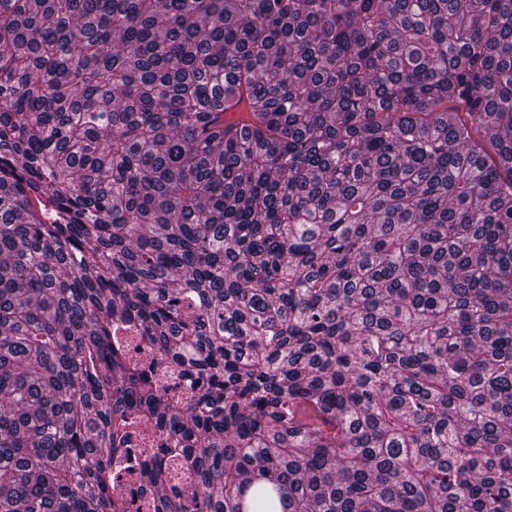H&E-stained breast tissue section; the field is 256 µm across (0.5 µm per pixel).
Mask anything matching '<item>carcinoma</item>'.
<instances>
[{
	"label": "carcinoma",
	"mask_w": 512,
	"mask_h": 512,
	"mask_svg": "<svg viewBox=\"0 0 512 512\" xmlns=\"http://www.w3.org/2000/svg\"><path fill=\"white\" fill-rule=\"evenodd\" d=\"M142 413L153 512H512V0H0V512Z\"/></svg>",
	"instance_id": "1"
}]
</instances>
